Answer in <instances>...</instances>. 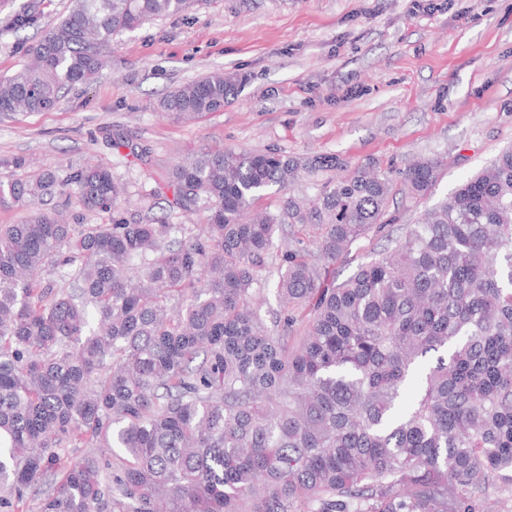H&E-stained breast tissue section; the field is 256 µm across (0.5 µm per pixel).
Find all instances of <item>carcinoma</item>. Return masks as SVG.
Masks as SVG:
<instances>
[{"label": "carcinoma", "mask_w": 512, "mask_h": 512, "mask_svg": "<svg viewBox=\"0 0 512 512\" xmlns=\"http://www.w3.org/2000/svg\"><path fill=\"white\" fill-rule=\"evenodd\" d=\"M198 0H73L0 78V118L91 84L112 40ZM236 81L164 97L194 119ZM337 155L179 158L173 204L207 222L117 217L86 167L0 181V508L16 512H497L512 482V147L400 229L395 183ZM439 161L402 173L428 195ZM274 208L250 210L270 189ZM74 190L109 224L40 207ZM379 250L339 282L361 240ZM272 290L277 309L261 314ZM415 399L405 404L408 386ZM74 445L85 452L58 461Z\"/></svg>", "instance_id": "1"}]
</instances>
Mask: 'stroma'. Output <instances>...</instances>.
Instances as JSON below:
<instances>
[{
    "mask_svg": "<svg viewBox=\"0 0 512 512\" xmlns=\"http://www.w3.org/2000/svg\"><path fill=\"white\" fill-rule=\"evenodd\" d=\"M199 0L193 10L117 36L112 63L69 88L56 109L0 121L6 159L28 173L100 165L126 188L131 222L202 224L203 209H173L168 172L208 147L336 154L400 180L416 158L441 163L430 195L400 203L399 221L449 196L512 145V0ZM35 26L15 30L20 8ZM71 0L0 5V75L25 64L33 43ZM220 70L240 83L222 111L193 120L159 108L180 85ZM148 148L145 160L111 137Z\"/></svg>",
    "mask_w": 512,
    "mask_h": 512,
    "instance_id": "obj_1",
    "label": "stroma"
}]
</instances>
